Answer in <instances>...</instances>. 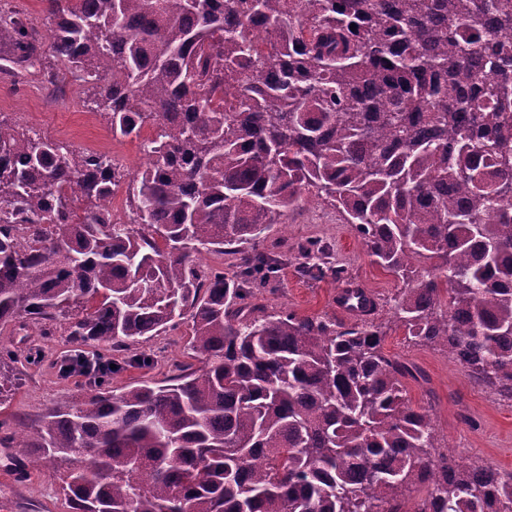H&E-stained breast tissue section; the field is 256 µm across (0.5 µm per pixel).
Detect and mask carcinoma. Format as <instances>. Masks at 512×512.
Listing matches in <instances>:
<instances>
[{
  "label": "carcinoma",
  "mask_w": 512,
  "mask_h": 512,
  "mask_svg": "<svg viewBox=\"0 0 512 512\" xmlns=\"http://www.w3.org/2000/svg\"><path fill=\"white\" fill-rule=\"evenodd\" d=\"M49 44L0 9L18 75L90 85L127 177L0 120V325L66 326L99 360L187 320L204 366L103 380L0 436L70 463L72 512H505L512 472L463 458L413 407L416 365L365 316L267 312L263 245L305 195L342 209L406 285L395 323L512 401V0H45ZM356 25L350 29V25ZM128 182L130 222L106 202ZM231 254L232 275L202 251ZM301 276L341 279L328 246ZM427 488L409 508L406 492Z\"/></svg>",
  "instance_id": "cac0c4a2"
}]
</instances>
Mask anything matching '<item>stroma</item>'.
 Listing matches in <instances>:
<instances>
[{
	"label": "stroma",
	"instance_id": "35a3bbf8",
	"mask_svg": "<svg viewBox=\"0 0 512 512\" xmlns=\"http://www.w3.org/2000/svg\"><path fill=\"white\" fill-rule=\"evenodd\" d=\"M86 87L73 79L53 86L44 83L37 69L11 77L0 73V118L26 126L51 139L77 149L109 152L129 173L148 165L138 139L113 138L108 125L85 106ZM287 245H280L279 228H271L264 243L274 255H296L300 245L327 243L344 280L302 278L294 264H284L277 276L259 294L275 310H292L314 316L334 309L333 296L344 284L357 283L376 290L379 309L376 321L386 326L382 347L385 354L416 363L426 374L424 384L407 382V397L416 406L433 404L432 420L437 435L459 455L483 460L512 472V403L490 397L461 366L443 352L415 345L393 324L395 302L403 283L374 264L367 249L336 207L306 199L288 213ZM189 323H182L153 337L149 342H130L119 353L124 369L113 373L109 382L119 389L129 383L150 379L168 380L177 363L200 366L191 358L187 344ZM17 353L20 360L11 375L18 384L0 396V422L11 427L32 425L56 402L66 398L81 401L93 388L85 379L60 376L58 362L71 354L72 346L64 328L45 336L38 324H30L27 335L0 327V351ZM148 354L149 366H135L134 360ZM20 449L0 447V512H71L60 493L62 470L50 467L19 469Z\"/></svg>",
	"mask_w": 512,
	"mask_h": 512
}]
</instances>
